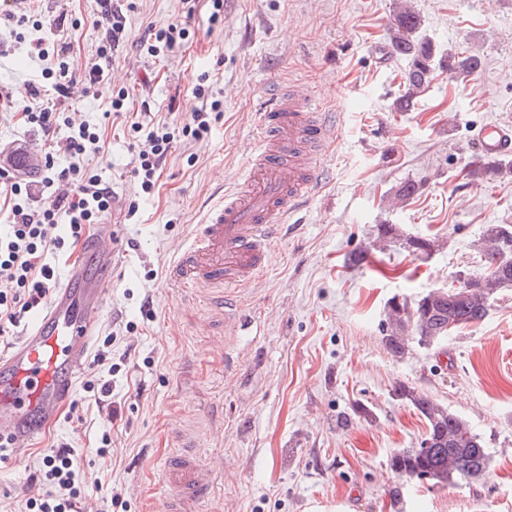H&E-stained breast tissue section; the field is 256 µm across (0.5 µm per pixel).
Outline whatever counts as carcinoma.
<instances>
[{"label": "carcinoma", "mask_w": 512, "mask_h": 512, "mask_svg": "<svg viewBox=\"0 0 512 512\" xmlns=\"http://www.w3.org/2000/svg\"><path fill=\"white\" fill-rule=\"evenodd\" d=\"M421 26L419 14L409 8L399 11L390 30V44L409 58L404 94L397 109L408 110L419 93L425 91L433 71L434 49L416 39ZM476 55L448 56V71L472 74L480 69ZM512 173V163L484 157L471 169L475 179L501 177ZM512 239V224H488L480 239L487 271L476 276L471 288L436 289L414 302L389 306L387 322L390 334L385 345L395 357H402L412 345L426 349L439 347L448 335L468 324L483 320L490 300L512 288V252L502 258V248ZM394 394L412 405L425 420L428 431L416 448H401L389 459L390 470L405 480L425 479L433 486L448 488L461 482H475L490 464V455L480 434L448 407L418 389L400 384Z\"/></svg>", "instance_id": "cac0c4a2"}]
</instances>
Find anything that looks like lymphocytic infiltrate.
Instances as JSON below:
<instances>
[{"mask_svg":"<svg viewBox=\"0 0 512 512\" xmlns=\"http://www.w3.org/2000/svg\"><path fill=\"white\" fill-rule=\"evenodd\" d=\"M101 15L106 21L105 36L97 49L98 63L89 71V86L100 83L103 75L101 63L109 59L125 29V18L111 8V0H102ZM72 48L71 29L64 21L51 24L46 36L30 43L29 53L37 58L56 55L53 98L43 102L38 111H23L25 123L39 127L46 140L61 139L63 149L74 157L85 155L91 147L99 145L101 137L82 124L70 128L67 136H60L59 110L71 97L76 78L68 63ZM151 147L140 153L138 175L141 188L151 192L159 178V170L174 140L169 131L150 132ZM46 175L41 181L49 189L46 205L33 208L23 202V193L31 192V182H13L0 185V195L11 203L12 222L0 233V277L7 281L0 289V331L15 325L26 312L43 305L55 284V269L48 256L68 250L78 241L86 225L99 223L109 212L112 189L80 166L54 172L53 162H46ZM67 217L68 231L60 233L57 220ZM84 472L69 444L63 443L45 453L34 482L40 492L26 502L28 512H75L81 494Z\"/></svg>","mask_w":512,"mask_h":512,"instance_id":"obj_1","label":"lymphocytic infiltrate"}]
</instances>
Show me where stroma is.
I'll return each mask as SVG.
<instances>
[{"mask_svg": "<svg viewBox=\"0 0 512 512\" xmlns=\"http://www.w3.org/2000/svg\"><path fill=\"white\" fill-rule=\"evenodd\" d=\"M403 6L419 14L416 36L435 56L428 88L400 112L409 61L390 54L389 29ZM112 8L125 31L95 96L82 81L104 35L98 0H29L28 22L0 24V171L43 176L37 160L51 149L21 110L51 96L43 74L55 61L28 48L64 11L77 22L69 61L78 79L64 114L100 133L103 153L85 162L117 194L102 218L114 235L112 284L71 396L79 416L61 415L20 460L0 462V512H26L39 458L62 442L89 476L80 508L144 512L167 493L161 469L181 433L203 460L224 461L203 512H512V288L491 300L484 320L452 332L443 352L414 346L399 359L384 341L393 299L412 302L479 275L484 226L512 224V176L469 175L481 156L477 129L512 125V0H224L216 22L209 0L190 18L182 0H112ZM176 22L189 31L183 45L157 57L141 50L147 26ZM460 52L479 55L481 69L449 72V55ZM204 72L223 112L193 139L180 130L199 106L192 86ZM34 82L43 87L37 100ZM298 83L338 114L336 138L299 227L273 247L264 277L238 293L252 322L239 327L205 289L179 288L168 270L208 205L242 178L255 113ZM121 90L124 115L104 120ZM161 120L176 135L147 194L138 153ZM54 154L56 169L74 162ZM406 181L420 190L397 199ZM382 224L401 235L384 251ZM409 236L435 241L433 252L413 255L402 244ZM107 380L111 395L94 398L88 384ZM401 383L482 436L491 462L478 482H399L391 455L427 430L394 397ZM359 405L370 418L337 425Z\"/></svg>", "mask_w": 512, "mask_h": 512, "instance_id": "stroma-1", "label": "stroma"}]
</instances>
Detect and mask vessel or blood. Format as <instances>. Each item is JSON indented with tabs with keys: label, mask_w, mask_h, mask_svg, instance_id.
Returning <instances> with one entry per match:
<instances>
[{
	"label": "vessel or blood",
	"mask_w": 512,
	"mask_h": 512,
	"mask_svg": "<svg viewBox=\"0 0 512 512\" xmlns=\"http://www.w3.org/2000/svg\"><path fill=\"white\" fill-rule=\"evenodd\" d=\"M260 137L236 188L225 191L196 225L191 243L170 275L188 286L244 288L263 276L282 229L312 194L319 175L316 151L336 137L320 118L311 94L299 85L277 95L256 115ZM488 156L512 154V131L496 122L475 134ZM95 274L70 268L49 302L32 316L22 336L0 352V440L13 451L30 447L56 423L82 374L112 279V230L104 224L86 244ZM223 461L206 463L190 447L168 457L162 481L169 493L162 512H201Z\"/></svg>",
	"instance_id": "vessel-or-blood-1"
}]
</instances>
